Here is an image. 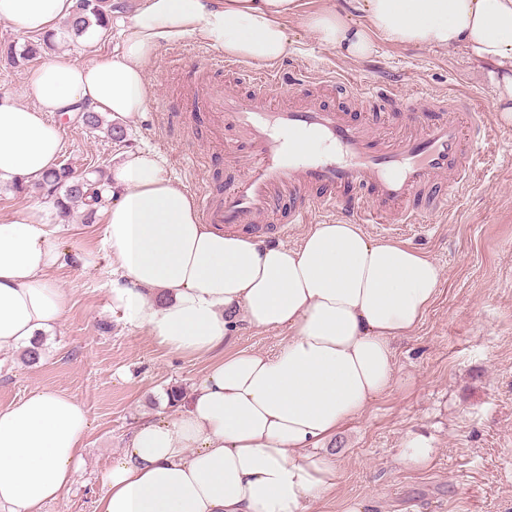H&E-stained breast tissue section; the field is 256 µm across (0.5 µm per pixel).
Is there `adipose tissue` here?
Listing matches in <instances>:
<instances>
[{"mask_svg":"<svg viewBox=\"0 0 512 512\" xmlns=\"http://www.w3.org/2000/svg\"><path fill=\"white\" fill-rule=\"evenodd\" d=\"M74 0H0L23 34L69 19ZM299 0H145L120 54L89 64L49 61L31 80L36 102L0 98V183L36 182L62 150L52 113L87 105L131 119L152 93L146 65L165 42L195 36L225 56L272 64L294 49ZM304 27L354 60L378 42L466 50L496 67L501 122L512 123V0H344ZM103 243L118 278L111 309L159 345L205 355L233 325L284 329L275 355L217 359L178 415L139 424L106 473L96 512H307L336 483L313 449L360 416L395 381V344L438 292L442 270L402 243L343 220L310 226L298 246L204 223L192 196L151 152L109 172ZM59 227L31 209L0 221V352L32 346L61 319L68 295ZM87 411L57 391L0 410V512H42L82 462Z\"/></svg>","mask_w":512,"mask_h":512,"instance_id":"1","label":"adipose tissue"}]
</instances>
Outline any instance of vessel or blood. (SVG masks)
Segmentation results:
<instances>
[{
  "label": "vessel or blood",
  "instance_id": "b4317fda",
  "mask_svg": "<svg viewBox=\"0 0 512 512\" xmlns=\"http://www.w3.org/2000/svg\"><path fill=\"white\" fill-rule=\"evenodd\" d=\"M317 83L312 76L291 79L266 67L253 70L249 95L222 84L209 87L204 105L237 133L247 163L239 179L224 184L219 199L200 192L205 223L228 232L258 226L285 199L292 224L309 223L316 212L359 224H418L446 207L480 160L488 116L466 98L434 95L420 103L369 79H336L347 96L381 109L396 107L415 126L414 132L383 139L346 112L288 94ZM455 112L468 113L469 127L452 120ZM315 139L330 145V152L310 155L307 144Z\"/></svg>",
  "mask_w": 512,
  "mask_h": 512
}]
</instances>
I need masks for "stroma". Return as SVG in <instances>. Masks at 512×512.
<instances>
[{"instance_id":"stroma-1","label":"stroma","mask_w":512,"mask_h":512,"mask_svg":"<svg viewBox=\"0 0 512 512\" xmlns=\"http://www.w3.org/2000/svg\"><path fill=\"white\" fill-rule=\"evenodd\" d=\"M137 2L111 0L109 27L94 37L77 38L63 27L29 60L11 66L0 59V97L33 103L30 79L44 61L81 64L119 53L122 22ZM289 26L297 44L279 62L285 72L370 78L409 94L465 96L476 109L498 111L487 67L464 51L383 42L370 58L353 61L321 45L300 19ZM217 55L196 37L163 44L146 67L152 98L125 122L123 142L90 131L79 115L50 114L61 136L60 164L91 178L110 171L125 151L141 148L159 155L167 176L189 194L222 186L231 175L224 150L233 145V132L204 110L195 112L192 124L180 120L211 83L248 91L247 70L211 66ZM32 208L61 227L65 256L52 278L69 302L46 334L38 363L22 362L16 351L0 359V409L45 389L72 396L88 411L83 465L44 512H95L101 481L135 425L175 417L167 390L191 392L213 358L168 352L148 330L111 312L103 214L87 219L80 206L64 214L42 192L0 187L1 219ZM365 230L424 253L444 277L421 324L396 345L392 388L323 442L336 461V484L309 512H347L355 501L366 502L368 512H512V125L493 121L482 162L444 213L422 224H369ZM88 251L98 255L91 268L80 261ZM287 336L284 329L241 322L223 349L272 354ZM417 436L427 440L429 459L405 463Z\"/></svg>"}]
</instances>
